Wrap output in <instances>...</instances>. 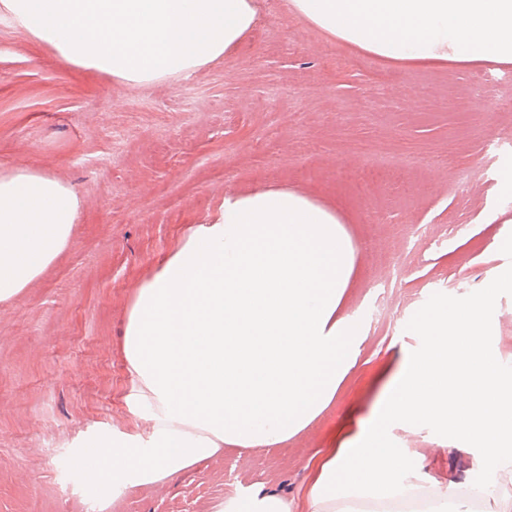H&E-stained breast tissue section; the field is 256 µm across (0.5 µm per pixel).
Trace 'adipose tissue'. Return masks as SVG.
<instances>
[{"instance_id":"adipose-tissue-1","label":"adipose tissue","mask_w":512,"mask_h":512,"mask_svg":"<svg viewBox=\"0 0 512 512\" xmlns=\"http://www.w3.org/2000/svg\"><path fill=\"white\" fill-rule=\"evenodd\" d=\"M329 35L395 62L512 63V0H287ZM18 31L129 86L238 46L254 0H0ZM80 200L60 179L0 172V302L68 246ZM354 248L335 212L281 189L228 194L143 281L124 330L125 403L144 427L80 443L113 496L227 448H274L334 400L363 342L341 309Z\"/></svg>"}]
</instances>
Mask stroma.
<instances>
[{
	"instance_id": "stroma-1",
	"label": "stroma",
	"mask_w": 512,
	"mask_h": 512,
	"mask_svg": "<svg viewBox=\"0 0 512 512\" xmlns=\"http://www.w3.org/2000/svg\"><path fill=\"white\" fill-rule=\"evenodd\" d=\"M233 51L191 74L129 87L62 59L0 18V170L55 176L78 195L74 236L0 303V512H216L262 491L306 512L312 468L354 435L437 292L463 297L512 265V69L393 65L254 0ZM419 165L368 173L362 145ZM277 188L334 208L355 247L344 315L363 333L333 402L273 449H232L173 479L98 498L70 486L74 444L139 429L125 404L123 330L137 287L225 194ZM492 350L512 365V296ZM423 460L412 480L471 482L477 449L395 423Z\"/></svg>"
}]
</instances>
